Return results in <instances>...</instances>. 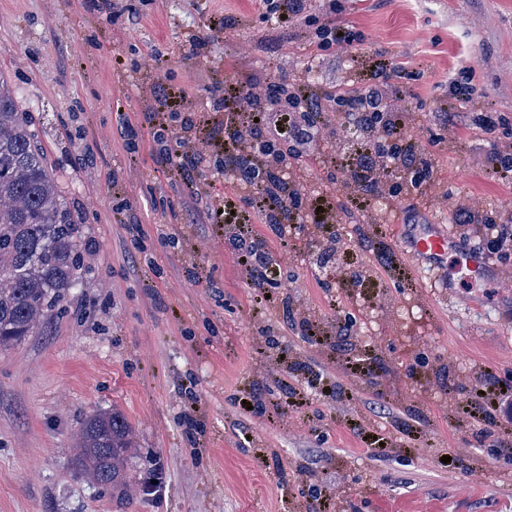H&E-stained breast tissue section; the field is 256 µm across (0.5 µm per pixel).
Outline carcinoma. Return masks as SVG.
<instances>
[{"instance_id": "obj_1", "label": "carcinoma", "mask_w": 512, "mask_h": 512, "mask_svg": "<svg viewBox=\"0 0 512 512\" xmlns=\"http://www.w3.org/2000/svg\"><path fill=\"white\" fill-rule=\"evenodd\" d=\"M83 256L80 224L64 201L40 132L0 75V350L34 335L78 285ZM76 476L129 496L150 494L161 471L152 466L131 483L134 429L118 410L87 416L75 436Z\"/></svg>"}]
</instances>
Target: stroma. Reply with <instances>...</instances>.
I'll return each instance as SVG.
<instances>
[{
  "mask_svg": "<svg viewBox=\"0 0 512 512\" xmlns=\"http://www.w3.org/2000/svg\"><path fill=\"white\" fill-rule=\"evenodd\" d=\"M330 15L357 42L319 51L315 31ZM0 18V74L36 117L86 242L82 283L66 290L61 314L0 350V512H314L316 491L328 512H512V430L489 431L459 408L475 373L512 385V258L478 289L404 269L390 246L407 202L338 205L331 159L355 129L329 112L335 139L283 172L339 220L336 261L319 267L325 226L266 237L231 173L203 172L186 195L156 162L179 126L150 90L158 78L185 90V111L210 127L225 119L216 87L293 75L328 95L361 83L386 53L410 73L399 106L436 170L439 204L423 222L452 225L462 201L512 216V184L484 170L498 135L439 119L449 80L469 75L481 103L512 120V0H312L285 32L260 0H0ZM281 37L282 53L271 52ZM199 38L210 44L194 58ZM147 112L161 131L143 126ZM124 122L137 128L136 152L119 136ZM215 200L237 214L219 235L205 221ZM243 224L279 263L273 301L257 303L230 244ZM288 305L327 335L352 318L349 343L296 335ZM289 358L347 396L311 388L303 406L287 405L276 381ZM356 359L365 374H345ZM373 402L388 414L373 416ZM112 408L135 429L129 476L160 462L158 492L130 501L75 476V433ZM454 448L461 461L444 467Z\"/></svg>",
  "mask_w": 512,
  "mask_h": 512,
  "instance_id": "stroma-1",
  "label": "stroma"
}]
</instances>
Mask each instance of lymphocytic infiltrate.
I'll use <instances>...</instances> for the list:
<instances>
[{"mask_svg": "<svg viewBox=\"0 0 512 512\" xmlns=\"http://www.w3.org/2000/svg\"><path fill=\"white\" fill-rule=\"evenodd\" d=\"M404 68L389 61L380 62L370 84L340 98H313L304 83L289 82L286 96H278L275 84L248 76L230 86L221 101L229 117L224 126L208 136L197 133L196 114L180 113L181 137L177 150L159 152V161L170 167L188 195H195L197 179L207 165L232 172L239 184L249 188L247 205L279 239H286L303 206L301 192L289 190L279 169L281 136H288L293 148H308L318 142L327 112L338 113L355 126H379L380 137H366L338 164L344 175L348 201L366 208L371 200L383 195L394 170L409 175L416 187L418 204L431 201L422 184L434 176L431 160L415 146L401 111L390 104L382 87L392 76H403ZM462 231L477 229L475 242L495 254H512V224L488 218L479 219L468 205H458L453 213ZM483 403L481 418L487 426L512 425V392L502 391L493 374L480 376L471 388Z\"/></svg>", "mask_w": 512, "mask_h": 512, "instance_id": "f902f5d3", "label": "lymphocytic infiltrate"}]
</instances>
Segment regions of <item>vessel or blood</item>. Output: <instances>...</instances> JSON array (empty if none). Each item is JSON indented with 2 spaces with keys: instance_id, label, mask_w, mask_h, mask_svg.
Segmentation results:
<instances>
[{
  "instance_id": "1",
  "label": "vessel or blood",
  "mask_w": 512,
  "mask_h": 512,
  "mask_svg": "<svg viewBox=\"0 0 512 512\" xmlns=\"http://www.w3.org/2000/svg\"><path fill=\"white\" fill-rule=\"evenodd\" d=\"M406 243L412 255L429 267L440 268L451 262L465 277L483 279L490 275L487 259L465 250L442 225L414 227Z\"/></svg>"
}]
</instances>
